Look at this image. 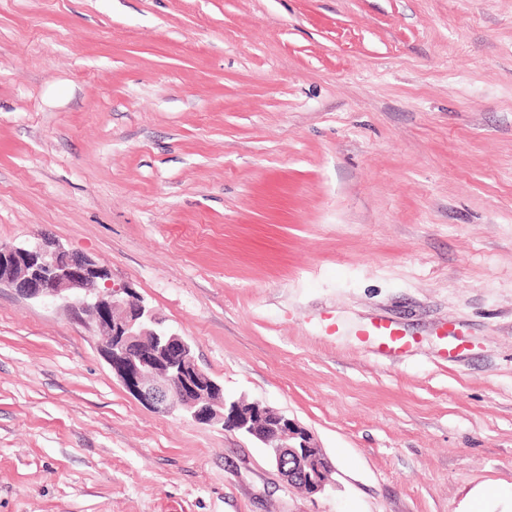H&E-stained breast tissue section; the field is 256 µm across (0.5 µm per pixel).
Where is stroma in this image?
Masks as SVG:
<instances>
[{"instance_id":"1","label":"stroma","mask_w":512,"mask_h":512,"mask_svg":"<svg viewBox=\"0 0 512 512\" xmlns=\"http://www.w3.org/2000/svg\"><path fill=\"white\" fill-rule=\"evenodd\" d=\"M43 238L334 482L2 286L0 512H512V0H0V244ZM361 336H364L365 340L369 339V336H386L381 342L378 343V351H394L400 348L401 338L391 328V325L383 320H378L367 325Z\"/></svg>"}]
</instances>
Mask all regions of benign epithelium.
Segmentation results:
<instances>
[{"mask_svg":"<svg viewBox=\"0 0 512 512\" xmlns=\"http://www.w3.org/2000/svg\"><path fill=\"white\" fill-rule=\"evenodd\" d=\"M2 285L25 298L62 302L78 317L91 315L112 373L141 403L253 436L285 481L310 494L331 483L334 469L306 428L257 402H226L223 386L197 365L191 345L163 328L153 309L132 300L131 288L114 285L108 267L48 239L1 243Z\"/></svg>","mask_w":512,"mask_h":512,"instance_id":"1","label":"benign epithelium"}]
</instances>
